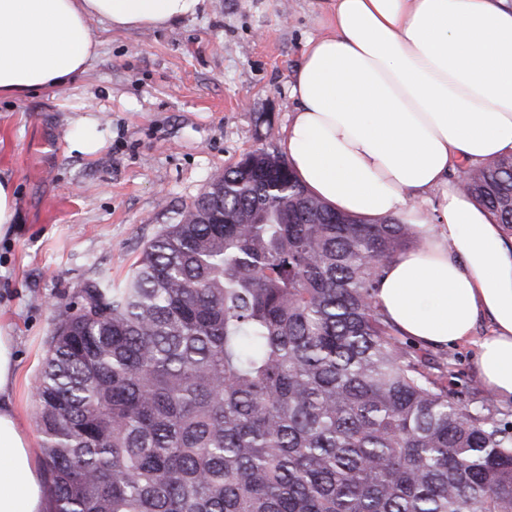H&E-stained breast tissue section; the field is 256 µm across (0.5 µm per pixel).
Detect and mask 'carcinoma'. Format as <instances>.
<instances>
[{
	"label": "carcinoma",
	"mask_w": 512,
	"mask_h": 512,
	"mask_svg": "<svg viewBox=\"0 0 512 512\" xmlns=\"http://www.w3.org/2000/svg\"><path fill=\"white\" fill-rule=\"evenodd\" d=\"M458 183L512 232V154ZM418 243L273 152L225 169L49 337L53 512H512V423L449 400L374 304Z\"/></svg>",
	"instance_id": "cac0c4a2"
}]
</instances>
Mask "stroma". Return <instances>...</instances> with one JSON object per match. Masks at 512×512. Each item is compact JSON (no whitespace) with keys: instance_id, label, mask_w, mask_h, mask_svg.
<instances>
[{"instance_id":"obj_1","label":"stroma","mask_w":512,"mask_h":512,"mask_svg":"<svg viewBox=\"0 0 512 512\" xmlns=\"http://www.w3.org/2000/svg\"><path fill=\"white\" fill-rule=\"evenodd\" d=\"M322 16L321 0H200L172 28L100 24L98 55L73 83L0 103V173L17 185V224L0 239V328L14 341L11 399L34 445L35 385L59 313L97 272L123 279L226 167L278 150L288 85ZM81 116L103 137L91 156L65 140ZM418 350L447 371L453 400L489 399L512 420V401L492 396L476 372L474 343Z\"/></svg>"}]
</instances>
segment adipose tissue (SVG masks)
<instances>
[{"label":"adipose tissue","mask_w":512,"mask_h":512,"mask_svg":"<svg viewBox=\"0 0 512 512\" xmlns=\"http://www.w3.org/2000/svg\"><path fill=\"white\" fill-rule=\"evenodd\" d=\"M200 0H0V100L73 82L113 30L171 27ZM291 84L280 149L336 210L414 225L417 248L385 267L375 305L432 346L477 340L476 369L512 399V233L448 173L512 152V0H328ZM0 332V512H48L50 495L10 394Z\"/></svg>","instance_id":"adipose-tissue-1"}]
</instances>
